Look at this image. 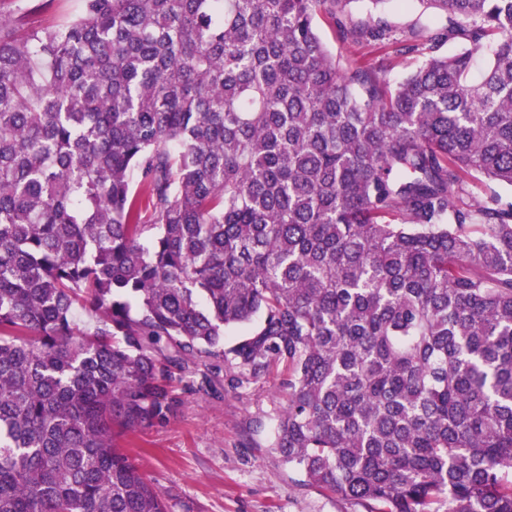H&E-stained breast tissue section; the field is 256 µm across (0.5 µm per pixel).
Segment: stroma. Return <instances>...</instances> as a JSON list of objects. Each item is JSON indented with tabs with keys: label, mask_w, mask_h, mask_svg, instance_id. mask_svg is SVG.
<instances>
[{
	"label": "stroma",
	"mask_w": 512,
	"mask_h": 512,
	"mask_svg": "<svg viewBox=\"0 0 512 512\" xmlns=\"http://www.w3.org/2000/svg\"><path fill=\"white\" fill-rule=\"evenodd\" d=\"M23 5L29 26L56 24L76 15L81 0H5ZM386 21L400 28L434 29L446 20L420 0H387ZM318 32L343 64L375 62L378 51L342 41L327 17ZM237 374L225 365L209 370L210 387L199 389L192 374L173 371L171 393L179 400L166 423L117 437L141 471L167 499L170 512H364L353 501L302 486L301 476L271 448L280 411L286 404L278 374L234 389Z\"/></svg>",
	"instance_id": "1"
}]
</instances>
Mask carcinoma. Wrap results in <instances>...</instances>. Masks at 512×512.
<instances>
[{
    "mask_svg": "<svg viewBox=\"0 0 512 512\" xmlns=\"http://www.w3.org/2000/svg\"><path fill=\"white\" fill-rule=\"evenodd\" d=\"M0 11V512H169L116 444L174 368L283 375L271 448L365 512H512V0ZM95 315L83 331L74 313ZM249 325L224 342L226 328ZM16 2H3L5 10L16 8L17 4L27 5L28 9L23 13V22L27 26H47L56 24L68 17L76 15L81 6V0H15ZM37 5V10L31 9ZM382 17L392 25L400 28L416 26L435 29L446 24V19L434 14L418 1H390L383 7ZM318 32L328 50L336 57H340L344 65L374 63L381 55V52L371 48L351 42H343L336 32L333 22L325 15L320 16L318 20Z\"/></svg>",
    "mask_w": 512,
    "mask_h": 512,
    "instance_id": "1",
    "label": "carcinoma"
}]
</instances>
